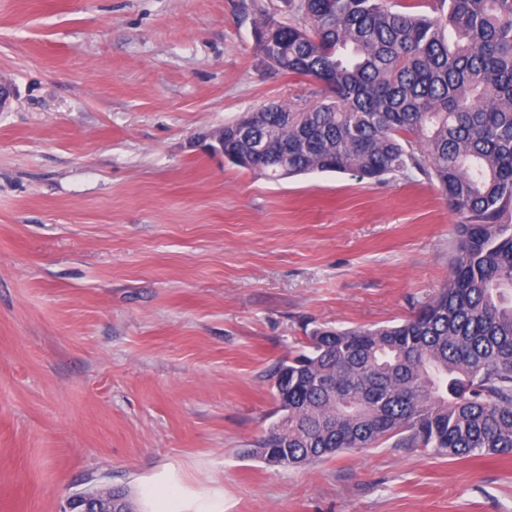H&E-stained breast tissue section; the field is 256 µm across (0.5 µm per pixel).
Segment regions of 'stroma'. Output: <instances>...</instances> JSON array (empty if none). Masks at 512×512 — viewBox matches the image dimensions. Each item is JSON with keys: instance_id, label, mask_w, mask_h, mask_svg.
I'll list each match as a JSON object with an SVG mask.
<instances>
[{"instance_id": "35a3bbf8", "label": "stroma", "mask_w": 512, "mask_h": 512, "mask_svg": "<svg viewBox=\"0 0 512 512\" xmlns=\"http://www.w3.org/2000/svg\"><path fill=\"white\" fill-rule=\"evenodd\" d=\"M268 17L298 0H0V512L100 486L135 512H512V456L250 453L278 363L428 302L457 222L414 169L274 182L208 151L320 94L264 67Z\"/></svg>"}]
</instances>
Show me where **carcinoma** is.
<instances>
[{"instance_id":"cac0c4a2","label":"carcinoma","mask_w":512,"mask_h":512,"mask_svg":"<svg viewBox=\"0 0 512 512\" xmlns=\"http://www.w3.org/2000/svg\"><path fill=\"white\" fill-rule=\"evenodd\" d=\"M299 0L305 23L255 27L268 66L323 85L224 125L231 163L272 178L408 169L460 221L448 283L393 326L317 328L282 361L288 447L271 424L250 452L299 466L394 446L512 455V0ZM288 146L283 163L252 141Z\"/></svg>"}]
</instances>
